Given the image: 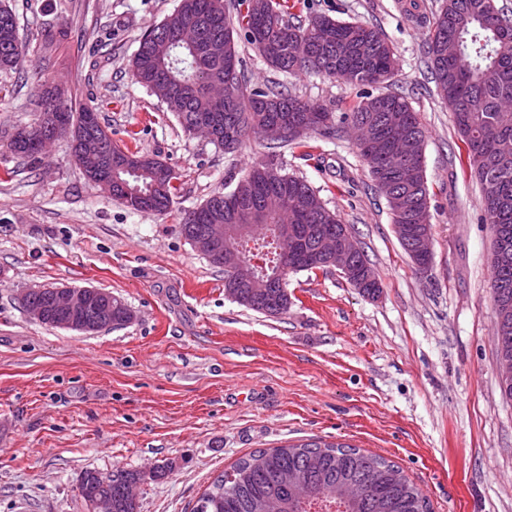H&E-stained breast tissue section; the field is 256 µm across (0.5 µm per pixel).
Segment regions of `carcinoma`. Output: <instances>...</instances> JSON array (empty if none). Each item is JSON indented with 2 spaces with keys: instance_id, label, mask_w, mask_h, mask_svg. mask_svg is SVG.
I'll return each instance as SVG.
<instances>
[{
  "instance_id": "obj_1",
  "label": "carcinoma",
  "mask_w": 512,
  "mask_h": 512,
  "mask_svg": "<svg viewBox=\"0 0 512 512\" xmlns=\"http://www.w3.org/2000/svg\"><path fill=\"white\" fill-rule=\"evenodd\" d=\"M229 13L224 0H180L178 7L142 35L132 61V77L150 89L163 82L170 89L167 110L177 115L184 130L208 112H221V142L231 152L250 137H264L266 126L286 119L307 130H339L349 123L368 121L375 128L376 145L358 152L373 180L383 177L393 191L408 200L418 198L430 209L428 186L407 188L398 182L402 161L395 156L397 141L390 125H398L421 147L424 130L408 102L396 93H367L348 112H330L272 88H251L241 75L239 40L252 44L274 69L337 78L350 85L373 87L396 68L395 51L385 34L366 24L313 16L306 24L285 19L288 0H237ZM429 54L436 90L448 103L453 123L464 138L470 170L478 182H495L498 202L482 204V221L492 225L499 252L492 262L493 301L512 304V19L498 0H445L431 27ZM25 62L15 13L0 3V73ZM234 67L232 95L213 102L205 84L224 77ZM41 99L45 111L65 116L58 136L76 142L88 109L73 110L46 86ZM7 149L32 163L43 155L26 149L11 137ZM140 158L134 169L112 175V196L142 213H162L178 192L177 176L165 180L160 160L125 146H112V160ZM277 155L253 164L229 194L216 193L195 211L194 221L181 224L187 239L208 224H246L242 207L270 192L281 193L291 204L288 214H267L245 235L230 242L236 256L259 258L264 267L256 287L240 289L238 303L257 312L274 300L288 312L290 298L263 283L282 266L298 271L324 270L316 255L314 230L341 239L348 229L326 208L303 179L283 172ZM293 226L296 241L288 257L279 252L280 225ZM497 357L512 363V315L496 322ZM235 480L218 475L204 491L194 512H430L426 497L404 471L385 457L360 448L322 440L258 450L231 468ZM139 470L84 471L78 492L85 505L94 499L112 502V512H138L134 487L144 481Z\"/></svg>"
}]
</instances>
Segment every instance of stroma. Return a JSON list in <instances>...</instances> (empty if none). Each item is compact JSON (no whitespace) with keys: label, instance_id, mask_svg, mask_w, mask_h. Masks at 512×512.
<instances>
[{"label":"stroma","instance_id":"stroma-1","mask_svg":"<svg viewBox=\"0 0 512 512\" xmlns=\"http://www.w3.org/2000/svg\"><path fill=\"white\" fill-rule=\"evenodd\" d=\"M29 45L0 73V512H87L85 470H147L140 512H190L239 458L320 439L400 466L433 512H512V399L498 386L491 295L494 232L466 147L435 92L427 42L444 0H304L289 19L325 14L382 28L403 95L426 130L433 258L419 272L401 248L354 134L323 130L282 149L368 256L381 288L365 296L339 270L288 276L287 314L270 317L224 291V274L181 234L185 215L231 192L265 142L237 152L183 131L129 69L146 30L179 0H6ZM53 41H45V33ZM253 87L280 84L332 112L360 87L286 74L239 46ZM62 82L73 109H95L118 145L179 175L165 213L125 207L89 182L68 138L39 165L6 147ZM136 140H129V132ZM33 285L95 287L121 298L131 323L97 334L45 326L23 310Z\"/></svg>","mask_w":512,"mask_h":512}]
</instances>
